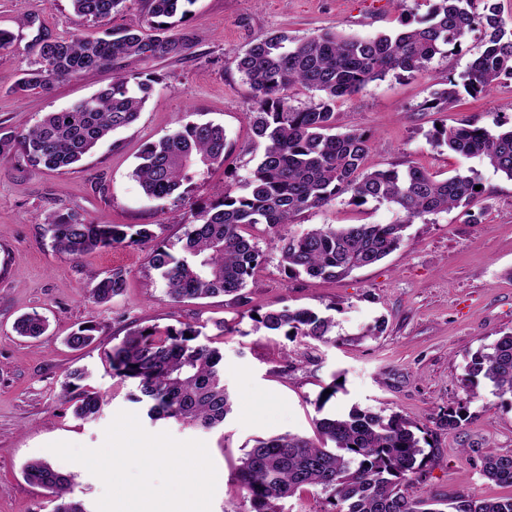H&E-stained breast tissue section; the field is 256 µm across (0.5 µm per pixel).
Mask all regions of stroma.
I'll return each mask as SVG.
<instances>
[{
  "instance_id": "stroma-1",
  "label": "stroma",
  "mask_w": 512,
  "mask_h": 512,
  "mask_svg": "<svg viewBox=\"0 0 512 512\" xmlns=\"http://www.w3.org/2000/svg\"><path fill=\"white\" fill-rule=\"evenodd\" d=\"M432 3L407 0L399 10L392 0H195L190 17L174 29L188 39L181 55L128 58L57 83L50 92L22 96L15 84L38 59L43 40L141 27L147 4L130 0L98 23L75 14L70 0H0V29L14 34L13 43L0 50V133L26 129L45 113L68 109L117 76L138 73L153 80L138 121L74 168L38 169L18 156L0 161V512H52L48 497L23 475L31 459L70 475V500L95 512L104 491L100 479L48 446L66 441L100 447L121 411L137 414L148 432L204 441L217 471L211 512H226L234 503L247 512L232 466L256 440L287 433L314 437L320 415H340L354 405L429 427L462 399L468 402L467 421L457 432L433 436L426 479L411 492L442 498L460 492L475 498L501 495V487L480 474L479 464L482 455L512 452V398L494 395L484 380L475 398H467L461 379L474 352L512 331V179L480 157L432 144L431 132L440 122L456 127L470 120L492 131L511 129L512 79L476 97L461 95L445 112L421 109L445 78L465 82L470 61L484 48L483 27L469 33L458 50L436 56L426 72L388 75L337 103V132H367L374 168L416 164L441 178L470 176L481 187L469 206L415 219L399 249L344 279L287 277L260 225L256 234L265 260L248 281L245 305H228L220 297L175 304L149 267L150 246L101 250L75 260L53 251L42 230L48 214L75 210L111 224L157 225L160 241L179 253L191 210L215 200L224 186L244 193L262 152L253 136L249 88L230 63L233 52L277 32L296 37L325 30L358 36L394 32L405 18L425 15ZM189 122L223 126V163L196 180L185 199L146 198L133 176L141 150ZM474 213L479 222L471 221ZM400 217L395 206L357 205L344 194L300 214L290 229L390 224ZM114 268L126 273L125 293L105 305L93 303L92 275ZM271 306L330 315L336 322L333 341L312 346L256 328L250 310ZM31 312L49 322L36 340L14 330L16 320ZM221 321L228 330L219 339L215 325ZM183 323L195 325L203 338H216L224 353L232 410L223 426L212 430L149 419L133 398L134 385L113 377L106 362V352L130 326ZM89 324L97 328L90 346L66 345L67 336ZM375 324L380 332L365 335ZM76 369L87 373L84 388L105 400L96 419L76 418L61 395L67 374ZM335 378L341 379V390L318 406Z\"/></svg>"
}]
</instances>
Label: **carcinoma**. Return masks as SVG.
<instances>
[{"instance_id": "obj_1", "label": "carcinoma", "mask_w": 512, "mask_h": 512, "mask_svg": "<svg viewBox=\"0 0 512 512\" xmlns=\"http://www.w3.org/2000/svg\"><path fill=\"white\" fill-rule=\"evenodd\" d=\"M127 0H71L74 12L99 22L125 7ZM194 0H149L145 24L154 31L110 30L93 39L47 40L40 58L21 78L20 93L49 91L55 83L104 68L118 59H151L177 55L187 39L169 35L170 19L188 18ZM485 31V48L470 63L464 89L471 96L488 92L504 77L512 78V31L505 29L497 4L486 0L484 13L471 0H435L429 17L408 23L393 34L349 36L324 31L296 38L285 33L253 40L235 52L231 64L251 90L253 133L264 151L241 195L226 187L210 205L198 209L183 225L181 253L164 245L152 249L149 266L164 283L173 302L224 296L239 304L263 256L256 225L266 226L269 243L279 252L290 276L344 278L373 265L400 247L407 224L427 214L468 204L477 194L469 176L439 179L427 170L374 169L369 165V137L357 130L336 134V102L367 84L394 73L408 76L428 70L445 48L456 46L476 25ZM302 86L319 93L305 108L290 103V90ZM153 86L141 76H117L98 94L61 112H48L32 127L0 136V160L22 155L33 167L70 168L114 133L139 117ZM460 96L448 78L425 101L428 112H446ZM433 141L468 157L478 155L494 171L512 179V129L492 132L475 122L435 130ZM224 128L187 123L145 146L134 177L144 195L155 201L182 197L196 179L224 162ZM348 194L362 205L370 200L395 205L403 220L393 224H324L301 233L288 230L300 213ZM44 235L59 252L78 259L98 250L144 245L157 235L150 224H107L70 210L46 218ZM126 274L113 269L95 275L89 299L106 304L121 296ZM271 334L331 342L335 322L311 309L268 308L253 319ZM17 334L38 338L46 320L33 312L16 323ZM201 331L181 327L133 326L112 345L106 358L112 376L136 385L135 400L152 420L213 429L224 424L230 397L224 385V354L216 346L197 344ZM81 370L67 375L63 394L74 402L78 418L96 417L101 397L79 385ZM494 394L512 397V332H505L476 351L465 367V389L479 379ZM467 421V409L456 402L439 415L435 427L454 432ZM317 437L284 434L256 442L238 460L233 476L250 503L249 512H285L288 501L309 487L323 493L319 512H512V494L477 499L463 493L448 498L414 497L408 485L424 476L429 458L425 445L432 431L392 413L351 409L316 420ZM488 481L512 488V453H490L480 459ZM25 479L45 490L54 512H86L64 500L69 476L36 459L23 467Z\"/></svg>"}]
</instances>
